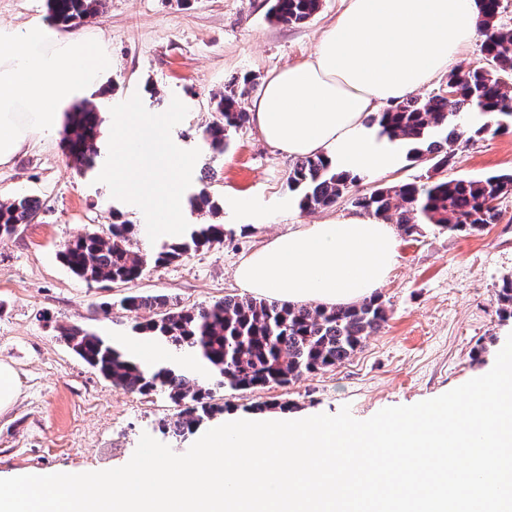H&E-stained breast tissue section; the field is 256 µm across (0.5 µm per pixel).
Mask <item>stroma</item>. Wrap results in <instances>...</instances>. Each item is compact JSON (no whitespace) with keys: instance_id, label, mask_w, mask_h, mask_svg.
Wrapping results in <instances>:
<instances>
[{"instance_id":"35a3bbf8","label":"stroma","mask_w":512,"mask_h":512,"mask_svg":"<svg viewBox=\"0 0 512 512\" xmlns=\"http://www.w3.org/2000/svg\"><path fill=\"white\" fill-rule=\"evenodd\" d=\"M339 0H322L298 26L272 21L268 0H105L102 14L80 27L112 56V69L88 95L104 113L133 106L171 115L170 144L187 166L182 194L200 187L205 163L192 134L209 118L210 98L232 81L262 85L272 72L307 59L334 22ZM63 130L41 139L0 166V197L39 199L34 223L0 239V362L17 376V396L0 411V478L39 471L94 472L124 466L142 434L185 453L198 434L162 433L174 407L165 395L142 396L112 386L67 344L61 327L80 324L133 353L139 336L117 298L169 297L180 307L206 305L240 294L238 266L276 236L356 214L350 199L309 213L288 188L290 157L264 139L255 124L234 135L214 163L209 192L218 214L184 206L183 221H215L223 243L147 272L129 284L102 286L74 276L57 253L89 230L107 233L114 217L152 237L147 217L116 192L103 170L80 172L62 148ZM512 170V133L459 144L448 178H479ZM500 223L467 236L424 228L396 237V262L378 287L389 319L342 365L306 374L285 387L220 391L226 419L248 416L306 418L349 406L366 420L383 408L438 397L488 373L512 334V319L497 314L496 292L512 277V195Z\"/></svg>"}]
</instances>
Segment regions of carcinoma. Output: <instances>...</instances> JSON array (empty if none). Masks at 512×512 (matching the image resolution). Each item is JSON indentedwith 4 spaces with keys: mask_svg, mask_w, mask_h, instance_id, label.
Listing matches in <instances>:
<instances>
[{
    "mask_svg": "<svg viewBox=\"0 0 512 512\" xmlns=\"http://www.w3.org/2000/svg\"><path fill=\"white\" fill-rule=\"evenodd\" d=\"M478 24L485 36L481 53L485 64L459 65L448 72L446 82L456 86L448 99L442 88L424 96H408L370 113L365 125L380 138L399 139L407 159L427 168L426 181L414 180L379 187L361 194L352 204L400 234H420L432 226L450 235H470L496 224L502 216L501 199L512 195V172L479 179L440 176L454 159L453 146L463 135L468 139L488 132L512 133V28L499 23L502 0H476ZM321 0H271L270 17L284 25H299L315 15ZM49 17L72 29L95 18L104 0H47ZM254 83L235 82L224 93L212 96L210 119L197 129L201 148L215 158L226 151L234 134L250 121L239 101L250 95ZM101 112L79 105L69 113L62 147L77 169L87 172L105 162L98 145ZM361 177L336 171L319 156L299 157L288 177L298 193L303 211L334 206L349 195ZM197 212L215 214L218 206L202 186L189 197ZM40 203L28 195L0 200V238L11 236L38 216ZM136 225L126 221L110 225L109 235L88 231L64 244L59 256L77 277L89 282L127 284L153 268L179 261L184 256L226 236L222 224L191 225L180 236L159 246L137 239ZM498 313L512 318V279L497 291ZM120 307L130 315L132 331L198 357L213 381L201 383L170 365L146 367L78 324L62 329L66 342L113 386L126 392L149 395L161 392L178 407L176 419L167 423L173 434L192 430L224 413L213 402L218 389L252 391L286 386L304 374L334 368L349 360L366 339L388 321L381 296L373 295L348 306H312L252 296H227L210 305L173 307L164 295H128ZM153 315L139 320V313Z\"/></svg>",
    "mask_w": 512,
    "mask_h": 512,
    "instance_id": "carcinoma-1",
    "label": "carcinoma"
}]
</instances>
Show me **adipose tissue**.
<instances>
[{"label": "adipose tissue", "instance_id": "adipose-tissue-1", "mask_svg": "<svg viewBox=\"0 0 512 512\" xmlns=\"http://www.w3.org/2000/svg\"><path fill=\"white\" fill-rule=\"evenodd\" d=\"M345 7L306 61L271 73L252 106L265 140L291 156L318 155L337 170L385 173L400 161L397 144L377 140L363 121L447 72L480 36L476 0H343ZM115 188L146 209L158 232L178 231L175 172L167 117L113 113ZM392 228L354 215L275 238L241 263L242 288L295 303L333 306L370 297L394 265Z\"/></svg>", "mask_w": 512, "mask_h": 512}]
</instances>
